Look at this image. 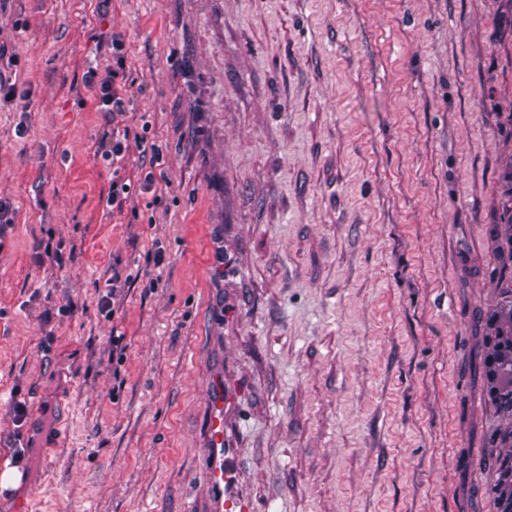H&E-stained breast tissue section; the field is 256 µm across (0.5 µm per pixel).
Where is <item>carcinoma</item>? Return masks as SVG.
<instances>
[{
	"instance_id": "carcinoma-1",
	"label": "carcinoma",
	"mask_w": 512,
	"mask_h": 512,
	"mask_svg": "<svg viewBox=\"0 0 512 512\" xmlns=\"http://www.w3.org/2000/svg\"><path fill=\"white\" fill-rule=\"evenodd\" d=\"M490 326L492 334L484 357L490 379L487 397L499 414L512 421V287L502 292ZM497 441L508 452L484 461L496 475L490 496L495 512H512V425L499 431Z\"/></svg>"
}]
</instances>
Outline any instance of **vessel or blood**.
<instances>
[{
    "mask_svg": "<svg viewBox=\"0 0 512 512\" xmlns=\"http://www.w3.org/2000/svg\"><path fill=\"white\" fill-rule=\"evenodd\" d=\"M234 398L219 378H212L207 405V448L203 471L208 490L207 512H254L250 500L239 490V467L228 440Z\"/></svg>",
    "mask_w": 512,
    "mask_h": 512,
    "instance_id": "b4317fda",
    "label": "vessel or blood"
}]
</instances>
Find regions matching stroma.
I'll return each mask as SVG.
<instances>
[{
    "label": "stroma",
    "instance_id": "35a3bbf8",
    "mask_svg": "<svg viewBox=\"0 0 512 512\" xmlns=\"http://www.w3.org/2000/svg\"><path fill=\"white\" fill-rule=\"evenodd\" d=\"M0 47V512H204L214 373L257 506L493 512L512 0H0ZM124 45L119 37H112V67L106 68V75L99 78L98 72L92 70L88 87L93 89L95 110L112 112L124 107L128 96V76L125 73ZM98 78V79H97Z\"/></svg>",
    "mask_w": 512,
    "mask_h": 512
}]
</instances>
